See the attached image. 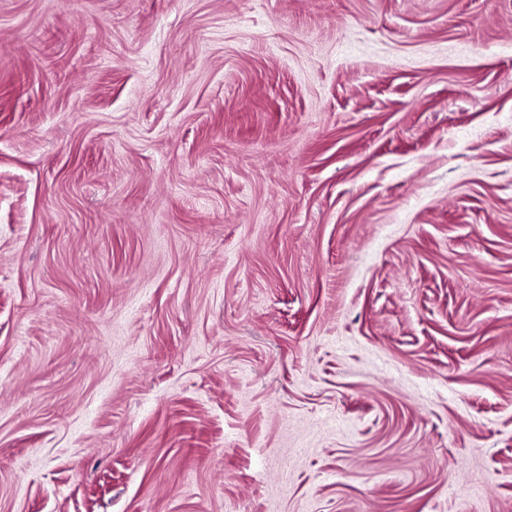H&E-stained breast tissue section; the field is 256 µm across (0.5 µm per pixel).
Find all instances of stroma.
Masks as SVG:
<instances>
[{"mask_svg": "<svg viewBox=\"0 0 512 512\" xmlns=\"http://www.w3.org/2000/svg\"><path fill=\"white\" fill-rule=\"evenodd\" d=\"M0 512H512V0H0Z\"/></svg>", "mask_w": 512, "mask_h": 512, "instance_id": "obj_1", "label": "stroma"}]
</instances>
